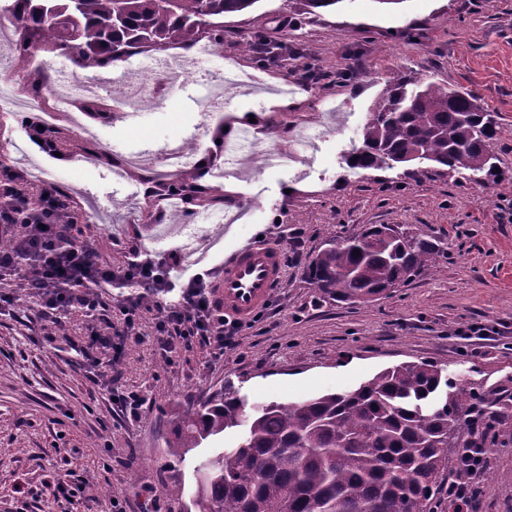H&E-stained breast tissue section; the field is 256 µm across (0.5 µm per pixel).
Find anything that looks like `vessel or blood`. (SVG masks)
I'll list each match as a JSON object with an SVG mask.
<instances>
[{
  "mask_svg": "<svg viewBox=\"0 0 512 512\" xmlns=\"http://www.w3.org/2000/svg\"><path fill=\"white\" fill-rule=\"evenodd\" d=\"M284 275L277 247L247 241L225 260L215 300L225 317L248 321L268 304Z\"/></svg>",
  "mask_w": 512,
  "mask_h": 512,
  "instance_id": "1",
  "label": "vessel or blood"
}]
</instances>
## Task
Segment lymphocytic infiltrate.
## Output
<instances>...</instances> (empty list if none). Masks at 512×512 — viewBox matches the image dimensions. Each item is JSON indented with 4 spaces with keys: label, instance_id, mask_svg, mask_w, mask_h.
I'll return each mask as SVG.
<instances>
[{
    "label": "lymphocytic infiltrate",
    "instance_id": "obj_1",
    "mask_svg": "<svg viewBox=\"0 0 512 512\" xmlns=\"http://www.w3.org/2000/svg\"><path fill=\"white\" fill-rule=\"evenodd\" d=\"M15 184V170L1 167L0 236L11 238L14 247L0 252V272L20 278L26 292L39 297L43 322L61 324L75 311L95 318V328L78 349L90 370L114 367L117 351L136 334L148 294L159 299L163 309L156 329L163 338L164 352L174 353L180 343L197 342L220 357L235 347L240 324L225 318L202 275L178 285L170 280L166 263L136 256L123 267L113 268L82 239L78 225L55 222L59 192L50 185L44 188L48 207L38 218L18 223V200L7 194ZM115 282L133 287V294L111 301L102 290ZM486 467V449H471L464 475L448 486V500L455 512H465L476 498Z\"/></svg>",
    "mask_w": 512,
    "mask_h": 512
}]
</instances>
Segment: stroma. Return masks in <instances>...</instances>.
Masks as SVG:
<instances>
[{"label": "stroma", "instance_id": "stroma-1", "mask_svg": "<svg viewBox=\"0 0 512 512\" xmlns=\"http://www.w3.org/2000/svg\"><path fill=\"white\" fill-rule=\"evenodd\" d=\"M261 36L270 50L287 46L283 65L257 67L240 50ZM172 55L191 60L177 83L159 86L155 101L85 119L80 136L98 154L49 158L29 141L22 119L46 111L17 86L16 62L0 75L15 88L0 111V155L30 180L73 190L94 226L93 240L113 266L126 264L111 239L141 253L174 257L183 281L220 271L244 238L289 251L285 280L237 345L214 358L200 344L165 361L153 296L117 366L116 387L143 395L138 416L113 408L80 368L75 347L93 322L82 313L55 327L54 343L34 341L27 326L39 300L20 296L0 313V512H59L45 483L72 470L122 503L125 512H184L185 502L154 495L159 484H192L189 464H170L165 441L194 401L223 385L252 401L293 402L357 388L403 362L431 361L468 386L512 400V187L460 179L426 164L392 170L353 169L345 157L360 143L368 110L395 74L445 83L475 94L501 128L493 150L512 174V0H404L395 10L376 0H341L308 13L303 0H261L256 11L226 17L224 48L197 59L195 48ZM45 83L82 85L92 73L42 50L30 57ZM259 74L267 91L230 93L221 116H204L206 86L228 68ZM257 115L266 146L292 145V125L315 120L326 134L294 145L296 158L278 165L248 157L235 177L214 181L215 220L202 207L148 198L149 178H166L165 153L180 143L206 144L218 120ZM236 218L239 235L225 234ZM369 224L405 225L445 248L437 272L424 274L367 303L320 296L304 272L323 243ZM197 235L199 261L182 250L183 231ZM488 453L470 512H512V420Z\"/></svg>", "mask_w": 512, "mask_h": 512}]
</instances>
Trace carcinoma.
Masks as SVG:
<instances>
[{
    "label": "carcinoma",
    "mask_w": 512,
    "mask_h": 512,
    "mask_svg": "<svg viewBox=\"0 0 512 512\" xmlns=\"http://www.w3.org/2000/svg\"><path fill=\"white\" fill-rule=\"evenodd\" d=\"M259 0H11L0 9L23 40L13 53L18 77L39 94L44 81L25 67L31 49L67 57L96 73L140 51L224 48V17L254 11ZM255 62L284 61L259 42L240 45ZM501 134L494 117L470 93L437 82L411 84L394 76L374 101L362 144L348 164L393 169L427 161L463 179L504 177L492 151ZM60 149L96 152L74 132L52 131ZM358 160H353V157ZM176 191L210 200L204 174L159 183L152 194ZM442 250L420 234L373 225L332 239L305 271L310 285L338 302L368 301L389 282L403 286L438 269ZM487 414L495 426L509 418L499 405L427 361L386 368L357 389L291 403L251 402L231 387L193 404L182 415L167 454L177 461L228 430L235 447L197 460L205 472L196 512H441L449 461L468 448L497 447V431L472 440L468 415Z\"/></svg>",
    "instance_id": "obj_1"
}]
</instances>
